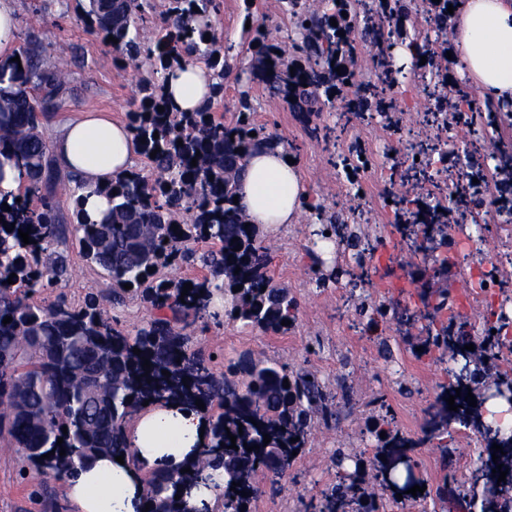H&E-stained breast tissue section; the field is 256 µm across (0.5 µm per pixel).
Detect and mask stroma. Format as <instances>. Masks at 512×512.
Listing matches in <instances>:
<instances>
[{
    "label": "stroma",
    "mask_w": 512,
    "mask_h": 512,
    "mask_svg": "<svg viewBox=\"0 0 512 512\" xmlns=\"http://www.w3.org/2000/svg\"><path fill=\"white\" fill-rule=\"evenodd\" d=\"M87 0H18L19 43L38 40L48 62H57L60 48L69 50L73 94L45 124V137L64 120L85 112H108L126 120L139 97L140 71L134 63L116 60L112 43L93 35L77 19ZM243 0H222L216 29L223 40L239 46L237 71L247 70L244 53ZM353 69L356 84L392 86V107L371 95L345 89L333 107L301 117L281 98L271 96L261 82H253L256 124L276 135L283 150L295 160L307 191L297 223L264 236L273 262L276 284L288 289L297 302L296 320L288 333L265 334L220 317L207 329H194V343L214 355L224 368L241 355L275 359L288 365L316 370L333 392H347L345 415L331 429L317 428L310 448L296 458L279 491H270L260 479L259 495L251 512H307L305 505L320 490L335 483L336 449L353 456L347 470L358 473L367 491H379L371 460L381 443V432H402L415 443L413 456L433 490L440 483L442 447L455 449L453 469L458 481L470 475L476 447L466 430L449 425L434 439L424 433L426 410L448 381L444 363L448 353L422 351L426 322L421 302L424 286L447 285L457 299L439 321L462 319L471 331L481 333L500 315L512 317V303L500 308L479 283L491 261L512 254V178L495 175L500 150L512 148V116L485 114L477 94L461 101L449 96L444 111L428 101L414 64L399 65L380 55L368 41L358 40ZM358 98L351 117H344L348 99ZM318 126L321 137L310 134ZM369 163L356 181L347 169L358 156ZM482 171V184L470 175ZM443 199L442 223L453 224L469 213L477 199H485L488 213L483 224L468 225L438 259L448 261L453 275L448 282L432 278V261L402 239L419 237L416 219L420 207ZM338 210L347 219L348 233L369 238L372 249L356 255L343 238L333 237L330 256L313 260L309 226L315 208ZM69 271L44 293L80 302L86 294L101 292L109 280L80 255L74 236L58 245ZM383 304L389 309L381 325L382 339L374 341L352 321L349 304ZM0 512H73L58 481L42 482L29 462L20 456L0 459Z\"/></svg>",
    "instance_id": "stroma-1"
}]
</instances>
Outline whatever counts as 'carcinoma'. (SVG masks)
Listing matches in <instances>:
<instances>
[{
	"instance_id": "1",
	"label": "carcinoma",
	"mask_w": 512,
	"mask_h": 512,
	"mask_svg": "<svg viewBox=\"0 0 512 512\" xmlns=\"http://www.w3.org/2000/svg\"><path fill=\"white\" fill-rule=\"evenodd\" d=\"M277 2L282 12L293 16L289 47L271 42L259 27L245 30L252 59L249 79H259L270 94L301 115L333 105L340 88L355 84L354 71L348 69L354 63L355 6H362L366 16L387 21L386 30H365V37L384 52L408 38L403 21L414 4V0H331L332 7L313 9L307 0ZM462 3L428 0L435 38L411 42L416 47L415 62L423 56L435 57V45L448 29V6L457 11ZM219 9L220 0H168L154 22L150 42L141 40L140 30L154 12L153 0H89L80 15L90 31L118 40L113 45L118 60L143 57L150 63L128 126L140 141L141 156L154 177L135 169L103 188L109 208L98 222L83 217L76 178L59 180L56 161L40 130L42 121L71 93L66 73L47 66L38 47L29 43L18 49L20 62L0 65V168L10 165L22 183L20 201L10 204V210H4L0 200V447L26 457L46 478L68 480L99 455L125 454L136 462L126 428L144 401L193 404L200 399L209 416L210 442L188 465L190 472L157 471L148 476L149 512H190L175 495L181 485L204 474L224 480V512H249L247 505L258 491V472L266 475L272 491L279 490L296 459L292 452L309 447L315 428L330 427L341 415L336 395L308 368L243 357L219 373L212 356L190 344L188 330L206 328L218 318L210 308L213 289L224 293L225 316L264 333L288 332L290 326L282 321H295L297 309L288 289L272 281V258L259 226L247 224L233 201L249 153L278 140L254 124L247 89L240 91L234 125L212 115L214 104L224 98V76L234 59V46L217 37L214 19ZM195 60L213 74L212 96L196 112H173L167 108L164 82L174 67ZM421 81L437 111H443L447 82L433 70L423 71ZM251 132L256 136H249ZM154 150L157 154L152 158ZM63 197L73 208L70 227L57 215ZM440 208L442 203L435 202L420 220L425 225L420 248L427 256L443 245L437 237L448 238L446 226L432 223ZM316 220L320 227L310 233L314 246L326 235H335L336 225L344 223L342 214L321 208L316 209ZM5 222L15 224V230L6 231ZM20 230L29 232L34 243H23ZM69 231L77 237L85 259L107 273L112 289L106 295H88L76 306L38 301L42 290L66 274L67 259L54 245ZM179 262H197L207 270L184 297V283L159 275L161 269ZM126 283L131 289H124ZM238 285L242 289L233 291ZM130 297L159 315L126 333L117 328L107 305H122ZM422 300L438 313L455 298L447 288L436 295L425 288ZM7 316L12 321L5 324ZM469 344L475 350L464 349ZM424 347L446 351L452 361L446 368L448 385L430 407L427 427L434 432L457 422L471 430L478 452L468 491L482 492L480 512H512V435L505 437L500 429L484 423L480 411L489 398L512 404V375L500 374L489 392H479V362L512 354V322L504 317L474 336L466 324L450 321L427 329ZM136 348L141 350L138 355ZM146 359L148 369L143 367ZM164 370L171 376L163 375ZM285 380L289 385H283ZM469 392L477 401L475 407L465 401ZM451 395L459 406L456 412L446 402ZM229 433L236 436L234 449L229 448ZM265 434L271 437L267 444ZM495 443L503 452L493 453ZM410 444L396 433L383 441L371 461L396 505L413 499L407 490L426 484L416 472ZM248 445L259 449L249 452ZM50 451L54 455L43 458ZM351 460L345 449H336L338 480L322 492L318 512H387L383 496L365 492L345 471V462ZM499 463L508 471L504 482L492 473ZM234 482L238 487L233 491ZM241 491L248 496L239 495Z\"/></svg>"
}]
</instances>
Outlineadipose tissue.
<instances>
[{"label": "adipose tissue", "mask_w": 512, "mask_h": 512, "mask_svg": "<svg viewBox=\"0 0 512 512\" xmlns=\"http://www.w3.org/2000/svg\"><path fill=\"white\" fill-rule=\"evenodd\" d=\"M451 40L470 84L492 99L512 101V0H465L452 19ZM211 83L202 66L173 69L165 84L169 108L197 111ZM52 147L59 167L81 180L84 209L95 221L108 208L100 187L134 170L140 156L127 124L99 113L59 125ZM237 195L249 223L270 233L296 223L306 197L296 165L282 150L265 148L248 156ZM208 426L205 412L189 406H145L127 431L136 464H120L111 455L96 458L67 480L65 499L76 512H142L147 475L193 460L206 444L200 433Z\"/></svg>", "instance_id": "ef3b65f1"}]
</instances>
